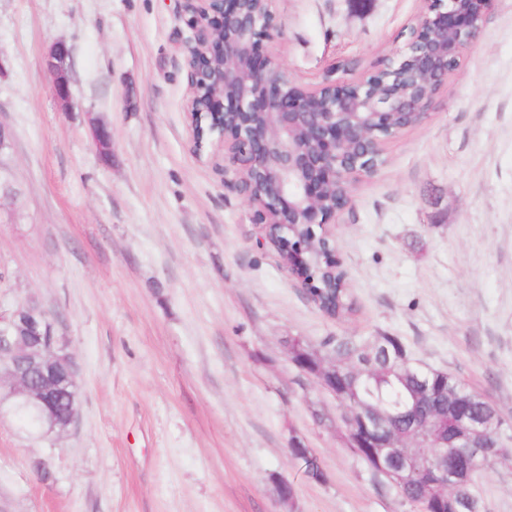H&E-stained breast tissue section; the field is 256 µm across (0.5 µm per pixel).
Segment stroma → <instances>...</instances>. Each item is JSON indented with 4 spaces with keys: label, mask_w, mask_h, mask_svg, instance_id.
Instances as JSON below:
<instances>
[{
    "label": "stroma",
    "mask_w": 512,
    "mask_h": 512,
    "mask_svg": "<svg viewBox=\"0 0 512 512\" xmlns=\"http://www.w3.org/2000/svg\"><path fill=\"white\" fill-rule=\"evenodd\" d=\"M273 8L272 53L314 86L339 64L381 68L424 2ZM191 37L176 0H0V308L38 298L79 385L69 431L0 413V512H414L347 448L340 401L289 344L401 337L491 402L512 448V0H492L427 117L384 143L331 225L355 302L342 319L262 240L236 166L194 150ZM58 40L69 112L44 66ZM477 486L486 512H512V455Z\"/></svg>",
    "instance_id": "stroma-1"
}]
</instances>
